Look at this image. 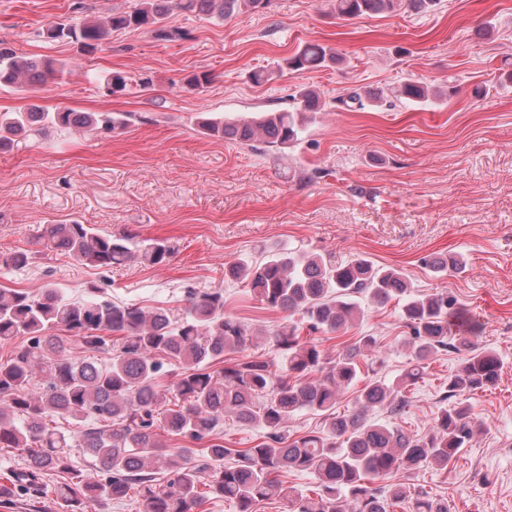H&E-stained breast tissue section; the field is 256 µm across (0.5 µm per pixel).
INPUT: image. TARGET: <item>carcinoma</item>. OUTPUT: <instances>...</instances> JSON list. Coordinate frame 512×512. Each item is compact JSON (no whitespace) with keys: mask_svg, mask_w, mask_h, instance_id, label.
<instances>
[{"mask_svg":"<svg viewBox=\"0 0 512 512\" xmlns=\"http://www.w3.org/2000/svg\"><path fill=\"white\" fill-rule=\"evenodd\" d=\"M440 0H335L337 18L350 22L407 8L417 13L435 9ZM264 0H136L125 11L79 24L63 19L42 31L50 41L76 44L92 54L126 30H145L159 41L182 37L166 25L173 12L205 14L221 20L254 11ZM340 63L332 48L314 42L277 64L278 73L301 75ZM65 64L52 58H24L0 41V88L35 86L59 78ZM129 79L112 73L103 84L108 95L126 89ZM445 93L425 81L406 79L383 90L354 89L336 99L349 111L398 104L421 106L443 100ZM319 94L303 87L288 110L263 111L248 119L226 121L203 112L197 126L205 135L254 147L262 143L286 160L302 140L313 114L321 111ZM131 112H46L32 104L25 112L0 116V146L22 135L50 130L85 132L125 129ZM46 247L64 252L83 265L110 269L131 261L163 265L175 247L167 240L138 242L126 233H104L72 220L50 224L43 233ZM24 251L0 254V266L23 268ZM460 264L454 258L429 256L424 265L443 274ZM224 279L241 282L266 308L299 316L274 331L284 367L265 360L224 363L228 353L243 351L253 339L248 326L224 312L221 288L186 291V306L176 316L168 308L117 303L91 286L69 298L52 284L36 293L0 288V343L18 336L27 343L0 363V448H10L22 467L13 471V489L36 497L43 478L61 475L55 488L65 512H85L89 503L105 508L137 489L140 512H193L208 491L233 502L236 512H254L272 497L288 501L291 512H393L409 499L401 481L374 487L377 479L433 464L448 466L473 435L468 399L496 385L503 368L499 355L478 347L476 324L463 319L448 291L412 294L400 269L379 267L353 256L338 260L321 253L277 248L259 262L240 260L224 267ZM376 304L397 300L411 329L413 365L389 384L374 379L359 394V407L333 411L340 394L361 375V362L379 352L374 336H361L327 355L303 330L344 331L363 315L357 297ZM86 350H103L110 363L70 354L66 339ZM462 354L460 367L448 376V397L456 399L435 419L429 433L414 435L394 424L367 418V412L389 407L399 414L405 391L415 385L427 361L440 351ZM170 359L181 372L168 393L157 378ZM325 417L322 430L294 439L282 430L297 413ZM264 430L263 441L246 449H230L217 440L224 416ZM71 419L79 428L63 431L50 417ZM188 438L201 445L174 453L170 440ZM76 448L86 450L100 473L87 481L72 460ZM164 461L169 476L160 482L154 464ZM306 472L317 480L312 496L297 495L278 480V473ZM415 512H449L448 502L416 496Z\"/></svg>","mask_w":512,"mask_h":512,"instance_id":"obj_1","label":"carcinoma"}]
</instances>
